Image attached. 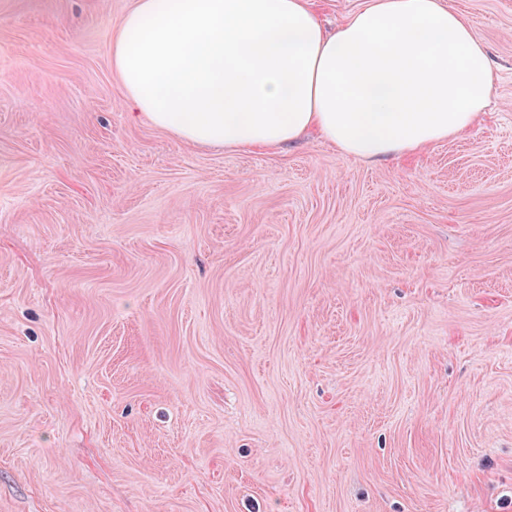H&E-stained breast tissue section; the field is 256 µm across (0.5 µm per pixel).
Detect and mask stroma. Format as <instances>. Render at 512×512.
I'll return each instance as SVG.
<instances>
[{"mask_svg":"<svg viewBox=\"0 0 512 512\" xmlns=\"http://www.w3.org/2000/svg\"><path fill=\"white\" fill-rule=\"evenodd\" d=\"M468 133L366 163L133 118L135 0H0V512H512V0Z\"/></svg>","mask_w":512,"mask_h":512,"instance_id":"35a3bbf8","label":"stroma"}]
</instances>
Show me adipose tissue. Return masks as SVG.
Listing matches in <instances>:
<instances>
[{
    "instance_id": "1",
    "label": "adipose tissue",
    "mask_w": 512,
    "mask_h": 512,
    "mask_svg": "<svg viewBox=\"0 0 512 512\" xmlns=\"http://www.w3.org/2000/svg\"><path fill=\"white\" fill-rule=\"evenodd\" d=\"M134 116L224 149L314 135L398 158L469 130L493 66L442 0H368L335 30L312 0H136L112 37Z\"/></svg>"
}]
</instances>
